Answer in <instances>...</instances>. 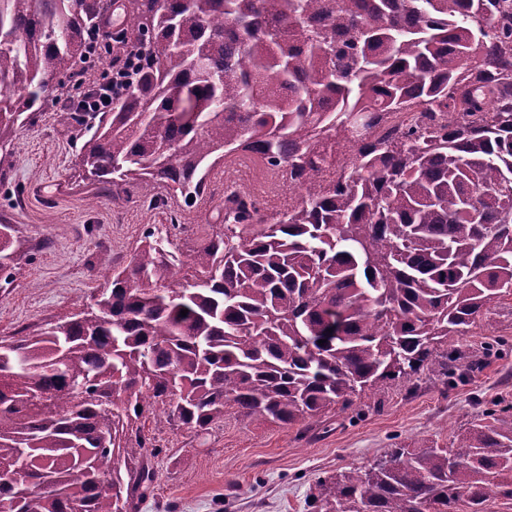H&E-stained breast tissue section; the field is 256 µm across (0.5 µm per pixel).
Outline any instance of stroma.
I'll use <instances>...</instances> for the list:
<instances>
[{
	"mask_svg": "<svg viewBox=\"0 0 512 512\" xmlns=\"http://www.w3.org/2000/svg\"><path fill=\"white\" fill-rule=\"evenodd\" d=\"M85 138L66 103L18 128L0 151V223L14 225L28 252L0 287V340H15L89 304L102 268L125 266L147 228L170 230L181 250L221 231L215 207L185 208L158 189L155 206L135 188L121 198L87 192L73 169ZM461 362L481 360L449 386L427 364L417 380H390L344 413L311 425L247 424L225 413L208 433L165 421H132L156 449L154 481L132 512H321L312 492L336 472L372 464L400 446L454 437L492 406L512 407V298L454 338Z\"/></svg>",
	"mask_w": 512,
	"mask_h": 512,
	"instance_id": "35a3bbf8",
	"label": "stroma"
}]
</instances>
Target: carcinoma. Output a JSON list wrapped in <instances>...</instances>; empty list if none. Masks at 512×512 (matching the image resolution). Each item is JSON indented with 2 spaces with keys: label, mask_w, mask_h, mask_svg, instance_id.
<instances>
[{
  "label": "carcinoma",
  "mask_w": 512,
  "mask_h": 512,
  "mask_svg": "<svg viewBox=\"0 0 512 512\" xmlns=\"http://www.w3.org/2000/svg\"><path fill=\"white\" fill-rule=\"evenodd\" d=\"M108 7L0 0L1 150L57 75L86 84L77 61ZM122 38L144 50L137 81L78 114L91 133L75 167L94 190L196 202L213 168L252 154L288 168L300 200L269 216L232 193L224 231L187 253L149 229L82 317L0 346V469L43 478L0 485L9 512H126L153 470L137 434L123 480L120 422L202 433L231 408L310 424L412 378L512 295V0H127ZM385 112L420 116L372 134ZM344 156L347 178L326 180ZM2 228L9 284L23 243ZM318 487L322 512L512 498V414Z\"/></svg>",
  "instance_id": "1"
}]
</instances>
